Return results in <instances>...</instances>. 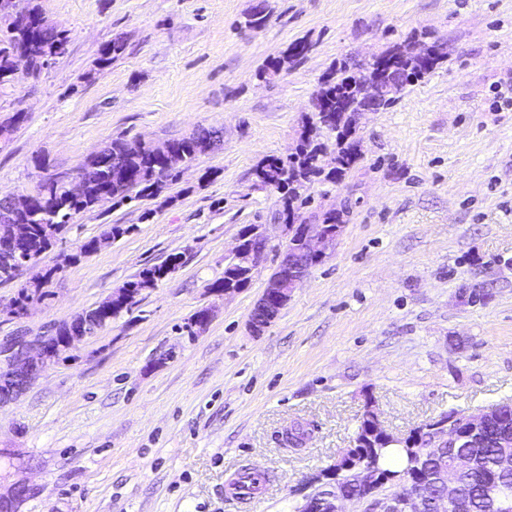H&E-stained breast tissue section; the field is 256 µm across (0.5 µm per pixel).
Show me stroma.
Returning <instances> with one entry per match:
<instances>
[{
	"instance_id": "35a3bbf8",
	"label": "stroma",
	"mask_w": 512,
	"mask_h": 512,
	"mask_svg": "<svg viewBox=\"0 0 512 512\" xmlns=\"http://www.w3.org/2000/svg\"><path fill=\"white\" fill-rule=\"evenodd\" d=\"M258 1L36 0L69 46L0 90V120L23 115L0 144V197L76 173L115 140L214 127L224 144L158 195L76 215L0 284V344L31 341L179 257L0 403V494L32 490L18 512H298L367 409L402 436L451 410L512 404V105L500 97L512 88V0H262L266 23L252 29ZM117 37L125 52L99 66ZM295 42L304 55L260 78ZM415 42L442 44L445 59L393 107L360 116L353 166L307 183L296 223L333 209L341 235L252 335L285 245L282 195L255 184V166L293 151L336 64ZM116 224L122 236L80 255ZM249 224L270 239L250 285L212 290ZM55 265L44 301L13 316L21 285ZM203 309L210 322L188 330ZM244 467L268 477L247 503L227 493ZM177 261V257H171L161 265H154L148 268H144L134 276V280H131L125 284V286H129L131 288H126L124 286L119 288L116 292H113L112 297L105 303L109 307H112V303L119 300L115 304L116 310L114 316H117L123 310H130L134 305L138 303V301L135 299L134 301L128 302L126 303L127 305L123 306L124 302L120 301L123 299V296L130 295L134 288L142 290H145L146 288H152L158 280L162 279L168 274L171 268H175Z\"/></svg>"
}]
</instances>
